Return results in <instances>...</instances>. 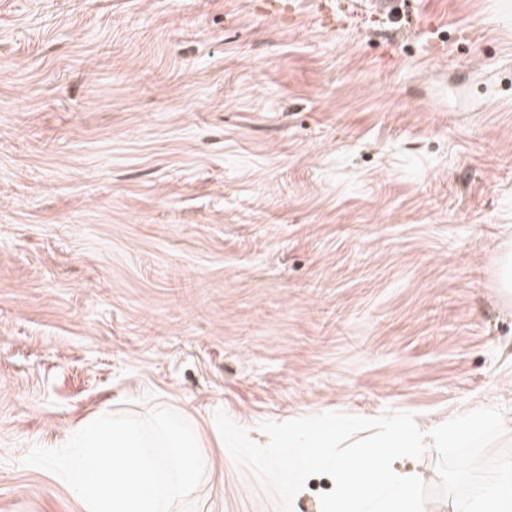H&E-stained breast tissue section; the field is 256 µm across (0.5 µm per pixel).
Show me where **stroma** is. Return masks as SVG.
<instances>
[{
    "instance_id": "stroma-1",
    "label": "stroma",
    "mask_w": 512,
    "mask_h": 512,
    "mask_svg": "<svg viewBox=\"0 0 512 512\" xmlns=\"http://www.w3.org/2000/svg\"><path fill=\"white\" fill-rule=\"evenodd\" d=\"M0 0V512L29 448L168 407L512 415V0Z\"/></svg>"
}]
</instances>
